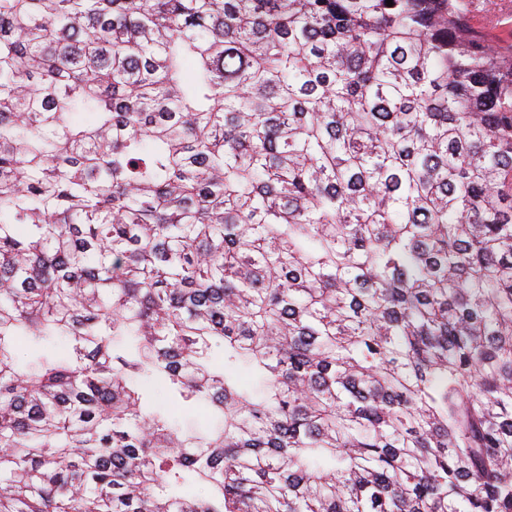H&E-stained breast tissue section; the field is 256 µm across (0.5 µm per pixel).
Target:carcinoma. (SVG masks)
<instances>
[{
  "mask_svg": "<svg viewBox=\"0 0 512 512\" xmlns=\"http://www.w3.org/2000/svg\"><path fill=\"white\" fill-rule=\"evenodd\" d=\"M392 2L0 0V512H512V53Z\"/></svg>",
  "mask_w": 512,
  "mask_h": 512,
  "instance_id": "carcinoma-1",
  "label": "carcinoma"
}]
</instances>
